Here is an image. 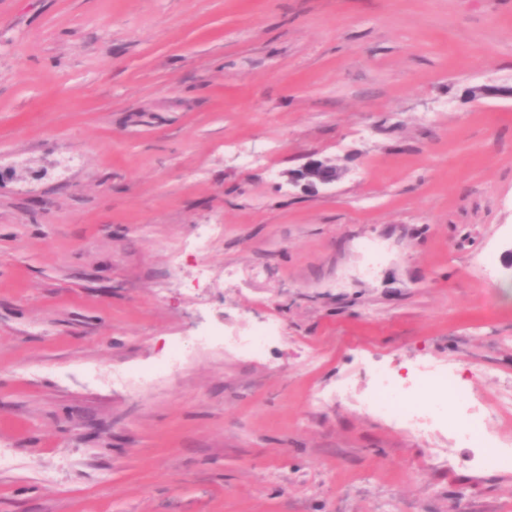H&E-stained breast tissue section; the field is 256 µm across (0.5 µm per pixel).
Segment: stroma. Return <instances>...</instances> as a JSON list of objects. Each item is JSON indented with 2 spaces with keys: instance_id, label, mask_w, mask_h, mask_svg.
Segmentation results:
<instances>
[{
  "instance_id": "35a3bbf8",
  "label": "stroma",
  "mask_w": 512,
  "mask_h": 512,
  "mask_svg": "<svg viewBox=\"0 0 512 512\" xmlns=\"http://www.w3.org/2000/svg\"><path fill=\"white\" fill-rule=\"evenodd\" d=\"M420 367L512 377V0H0V512H512ZM340 173H336V166L324 160H316L308 163L302 169L290 172L291 180L305 184L316 189L319 185H330L339 179ZM379 387L371 401V408L381 414L403 420L413 431L421 432L423 420L427 418L443 426H455L457 421L448 413L433 414L424 409L419 395L440 398L448 391H456L455 379L448 370H423L410 386L404 388L407 394L398 393L386 372L377 374Z\"/></svg>"
}]
</instances>
